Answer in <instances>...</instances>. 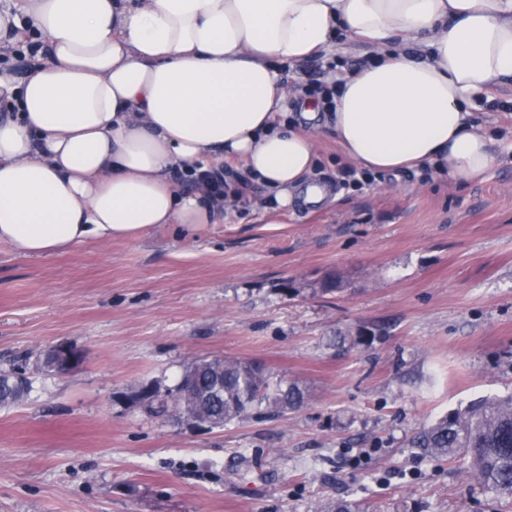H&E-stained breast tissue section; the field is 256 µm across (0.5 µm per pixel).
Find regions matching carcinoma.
Returning <instances> with one entry per match:
<instances>
[{
  "label": "carcinoma",
  "instance_id": "1",
  "mask_svg": "<svg viewBox=\"0 0 512 512\" xmlns=\"http://www.w3.org/2000/svg\"><path fill=\"white\" fill-rule=\"evenodd\" d=\"M209 366L223 374L224 392L213 395L209 410L224 426L246 417H283L301 408L307 399L296 383L275 378L254 362L237 358H213ZM18 369L0 370V405L22 402L31 382H15ZM147 410L189 423L201 414L182 384L156 388L143 399ZM425 455L448 460L465 457L482 485L505 502L512 501V395L485 398L456 409L423 426L408 442ZM313 512H375L374 506L346 498L317 501Z\"/></svg>",
  "mask_w": 512,
  "mask_h": 512
}]
</instances>
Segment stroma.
<instances>
[{
    "label": "stroma",
    "mask_w": 512,
    "mask_h": 512,
    "mask_svg": "<svg viewBox=\"0 0 512 512\" xmlns=\"http://www.w3.org/2000/svg\"><path fill=\"white\" fill-rule=\"evenodd\" d=\"M372 54L343 36L292 74L307 87ZM472 112L500 156L473 183L348 177L326 129L327 202L266 210L255 185L193 236L160 224L41 258L0 247V368L62 342L83 355L72 373H30L27 399L0 407V512H311L326 497L502 512L463 459L407 445L512 392V83ZM357 334L371 345L329 344ZM216 355L262 363L306 404L194 429L133 401Z\"/></svg>",
    "instance_id": "1"
}]
</instances>
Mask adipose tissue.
Wrapping results in <instances>:
<instances>
[{"label":"adipose tissue","instance_id":"adipose-tissue-1","mask_svg":"<svg viewBox=\"0 0 512 512\" xmlns=\"http://www.w3.org/2000/svg\"><path fill=\"white\" fill-rule=\"evenodd\" d=\"M342 29L377 56L303 126L281 69ZM23 42L28 71L0 69V245L43 257L158 224L201 231L217 208L178 176L224 163L279 207L322 200L325 127L368 172L482 179L497 157L469 107L512 81V0H11L0 54Z\"/></svg>","mask_w":512,"mask_h":512}]
</instances>
